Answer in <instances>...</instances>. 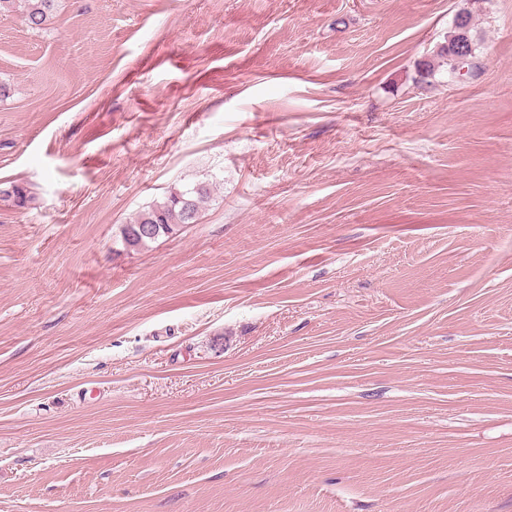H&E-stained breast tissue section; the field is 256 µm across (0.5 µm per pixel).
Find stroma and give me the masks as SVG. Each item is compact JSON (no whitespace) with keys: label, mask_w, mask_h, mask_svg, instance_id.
<instances>
[{"label":"stroma","mask_w":512,"mask_h":512,"mask_svg":"<svg viewBox=\"0 0 512 512\" xmlns=\"http://www.w3.org/2000/svg\"><path fill=\"white\" fill-rule=\"evenodd\" d=\"M0 85V512H512V0H58ZM458 32L459 30L458 27H456L455 20L454 34L451 35L448 41L446 40L445 43L438 48L436 56L443 58L446 61L444 63L448 66V71L450 72H455L454 68L455 66L458 68V64L465 63L466 66L460 69V72L462 75H470L472 68L473 47L471 42L468 40L467 35L465 33H460L461 37L453 47L452 54L450 55L448 51L449 46L452 45L456 40ZM451 56L455 60V64L453 63ZM32 192L14 181L0 182V200L13 206L28 208L34 200ZM210 197V188L207 185H195L185 190L171 191L163 200L157 201L143 210L135 220L129 224H122L119 231V240L124 245L126 232L136 224H151V226L139 227L133 232L131 238L142 234H151L142 238H136L131 242V251L138 250L156 241L162 236H169L185 224L197 223L201 207ZM191 212V214H190ZM193 215V217H191Z\"/></svg>","instance_id":"stroma-1"}]
</instances>
